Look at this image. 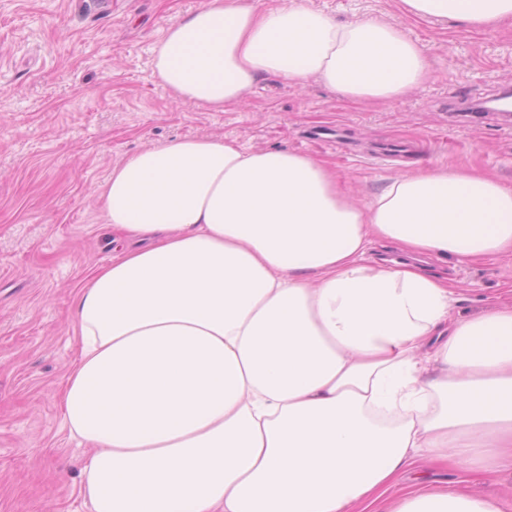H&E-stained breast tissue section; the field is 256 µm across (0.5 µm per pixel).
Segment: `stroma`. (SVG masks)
<instances>
[{
  "label": "stroma",
  "mask_w": 512,
  "mask_h": 512,
  "mask_svg": "<svg viewBox=\"0 0 512 512\" xmlns=\"http://www.w3.org/2000/svg\"><path fill=\"white\" fill-rule=\"evenodd\" d=\"M203 0H0V512H91L89 453L69 435L58 389L78 350L76 289L117 254L98 191L126 156L178 137H228L333 162L368 201L427 165L473 166L512 186V117L471 106L512 86V20L477 31L418 21L400 0H306L336 20L379 17L424 50L429 77L405 97L355 106L317 82L263 79L226 112L178 99L154 71L170 22ZM453 312L512 304V253L430 259ZM416 490L476 493L512 512V464L487 474L418 463L377 502Z\"/></svg>",
  "instance_id": "1"
}]
</instances>
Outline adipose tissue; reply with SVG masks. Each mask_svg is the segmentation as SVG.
Wrapping results in <instances>:
<instances>
[{"label":"adipose tissue","mask_w":512,"mask_h":512,"mask_svg":"<svg viewBox=\"0 0 512 512\" xmlns=\"http://www.w3.org/2000/svg\"><path fill=\"white\" fill-rule=\"evenodd\" d=\"M403 2L476 30L512 17V0ZM154 69L217 112L267 77L361 102L429 75L400 28L305 0H206L166 29ZM99 196L127 247L76 294L59 403L92 451L91 512H370L415 460L512 461V305L457 319L444 280L365 260L375 240L460 262L512 252V186L422 167L355 204L324 159L187 138L127 157ZM396 512L500 510L448 493Z\"/></svg>","instance_id":"1"}]
</instances>
